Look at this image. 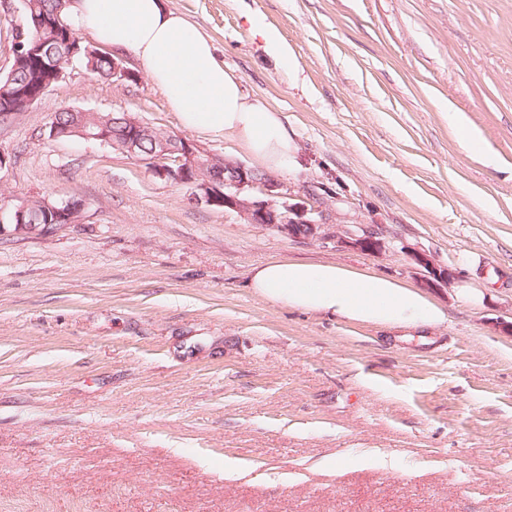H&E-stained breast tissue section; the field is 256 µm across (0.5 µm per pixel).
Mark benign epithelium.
<instances>
[{"label":"benign epithelium","mask_w":512,"mask_h":512,"mask_svg":"<svg viewBox=\"0 0 512 512\" xmlns=\"http://www.w3.org/2000/svg\"><path fill=\"white\" fill-rule=\"evenodd\" d=\"M76 0H56L57 8L42 17H37L36 2L22 0L23 13L36 17L38 31L50 32V41L57 51L67 59V64L58 63L52 51L43 52L44 40L34 39L26 52L19 45L13 47V59L9 70L0 76V115L9 118L30 111L43 95L63 81L68 64L77 59L90 71L99 58L112 60V69L105 78L135 82L137 76L124 67L122 60L112 56L96 43H86L74 32L67 21L68 9ZM45 53L43 70L30 77V82L14 81L16 72L29 56ZM156 126L130 113L113 119L101 118L89 127L76 119L69 124L52 120L49 136L55 140L79 138L99 141L121 151L137 162L144 164L156 178L182 185L189 191L188 200L203 203L208 207L232 210L248 224L277 230L291 238L314 239L321 242L336 240L341 247L360 252L375 253L382 247L378 231L369 226L356 231L346 228L336 235H327L322 228L327 225L323 212L310 204V200L288 191L277 190L271 179L260 175L245 165L226 159H215L202 153L186 136L171 131L153 140L152 147L143 151V142ZM42 216L46 223L32 224L31 200L25 199L8 207L0 206V232L11 225L16 232L39 234L53 233L66 224H77L82 220L86 203L81 200L57 202L48 197L38 198ZM415 265L427 272L425 285L437 289L448 282L449 274L438 267L431 255L424 251L410 255Z\"/></svg>","instance_id":"benign-epithelium-1"}]
</instances>
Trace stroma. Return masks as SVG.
Returning a JSON list of instances; mask_svg holds the SVG:
<instances>
[{
  "instance_id": "35a3bbf8",
  "label": "stroma",
  "mask_w": 512,
  "mask_h": 512,
  "mask_svg": "<svg viewBox=\"0 0 512 512\" xmlns=\"http://www.w3.org/2000/svg\"><path fill=\"white\" fill-rule=\"evenodd\" d=\"M166 4L281 112L299 151L275 180L332 222L382 227L384 247L293 239L109 145L50 138L66 109L183 130L133 53L134 82L72 63L0 123V202L87 204L82 223L0 237V512H512V0ZM416 249L452 273L430 292L448 319L421 336L247 284L293 259L418 287ZM462 282L485 302L456 300Z\"/></svg>"
}]
</instances>
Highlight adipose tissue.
<instances>
[{"label": "adipose tissue", "mask_w": 512, "mask_h": 512, "mask_svg": "<svg viewBox=\"0 0 512 512\" xmlns=\"http://www.w3.org/2000/svg\"><path fill=\"white\" fill-rule=\"evenodd\" d=\"M72 21L139 58L186 129L237 142L263 169L293 167L298 145L281 114L245 94L210 39L165 0H78ZM248 285L291 309L393 331L432 329L446 320L422 291L329 261L262 263L250 269Z\"/></svg>", "instance_id": "obj_1"}]
</instances>
